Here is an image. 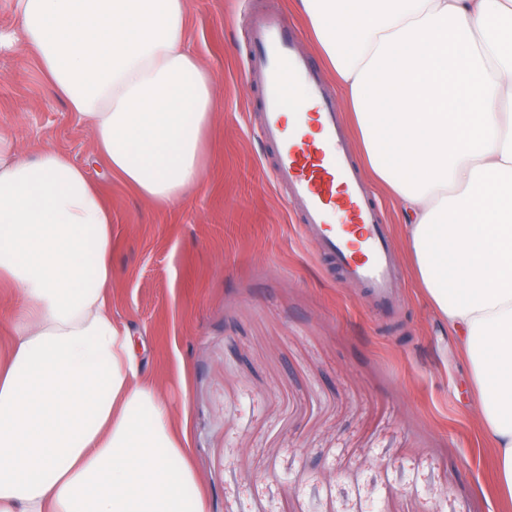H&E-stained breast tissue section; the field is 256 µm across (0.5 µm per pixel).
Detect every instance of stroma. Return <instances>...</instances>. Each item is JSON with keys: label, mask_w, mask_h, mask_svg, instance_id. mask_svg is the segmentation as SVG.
Masks as SVG:
<instances>
[{"label": "stroma", "mask_w": 512, "mask_h": 512, "mask_svg": "<svg viewBox=\"0 0 512 512\" xmlns=\"http://www.w3.org/2000/svg\"><path fill=\"white\" fill-rule=\"evenodd\" d=\"M291 0H190L186 38L216 77L204 184L154 205L91 164L37 59L0 51V135L89 164L112 212V307L138 328L186 417L210 512H512L468 362L417 288L379 186L404 300L374 308L300 235L257 134L248 17Z\"/></svg>", "instance_id": "1"}]
</instances>
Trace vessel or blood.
<instances>
[{
  "label": "vessel or blood",
  "mask_w": 512,
  "mask_h": 512,
  "mask_svg": "<svg viewBox=\"0 0 512 512\" xmlns=\"http://www.w3.org/2000/svg\"><path fill=\"white\" fill-rule=\"evenodd\" d=\"M252 67L260 84V137L277 158L271 173L284 189L302 231L323 259L364 290L378 307L396 302L393 243L348 148L335 101L310 60L297 48L285 15L260 13L250 23ZM316 133L311 144L293 140L302 122ZM342 212L340 223L330 221Z\"/></svg>",
  "instance_id": "obj_1"
}]
</instances>
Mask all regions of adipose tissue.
<instances>
[{
    "mask_svg": "<svg viewBox=\"0 0 512 512\" xmlns=\"http://www.w3.org/2000/svg\"><path fill=\"white\" fill-rule=\"evenodd\" d=\"M399 205L419 288L473 371L512 498V0H294ZM112 175L178 207L204 182L215 77L189 0H11ZM0 512H208L187 435L112 312V215L85 167L0 136Z\"/></svg>",
    "mask_w": 512,
    "mask_h": 512,
    "instance_id": "ef3b65f1",
    "label": "adipose tissue"
}]
</instances>
